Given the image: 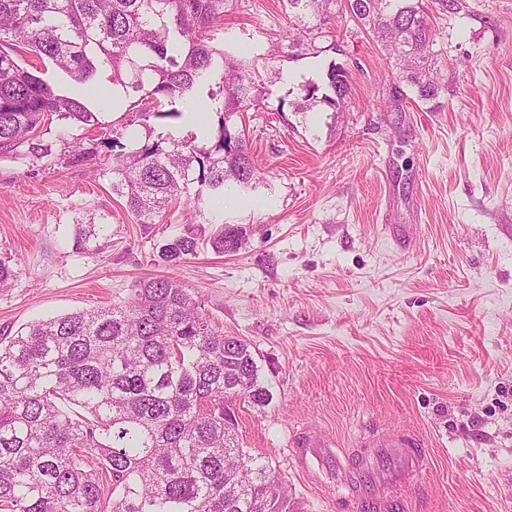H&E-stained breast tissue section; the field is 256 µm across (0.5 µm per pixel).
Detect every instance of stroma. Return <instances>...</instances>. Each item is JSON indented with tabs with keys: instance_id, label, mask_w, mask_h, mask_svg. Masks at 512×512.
Returning <instances> with one entry per match:
<instances>
[{
	"instance_id": "35a3bbf8",
	"label": "stroma",
	"mask_w": 512,
	"mask_h": 512,
	"mask_svg": "<svg viewBox=\"0 0 512 512\" xmlns=\"http://www.w3.org/2000/svg\"><path fill=\"white\" fill-rule=\"evenodd\" d=\"M429 23L445 84L423 103L396 93L386 52L348 18L295 57L283 0H239L218 36L263 76L243 114L259 182L154 224L113 195L108 155L67 162L71 143L115 127L146 137L121 124L131 98L99 78L84 94L97 128L54 121L49 156H0V262L14 271L0 329L125 303L145 275L174 279L251 344L273 400L237 402L239 430L294 512H345L329 473L312 481L293 463L302 426L357 458L362 432H415L426 468L408 512H512V0H458ZM334 62L349 73L342 112L307 96L328 93ZM87 212L109 226L93 252L73 246ZM214 215L247 228L242 250L158 264V245Z\"/></svg>"
}]
</instances>
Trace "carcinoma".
Instances as JSON below:
<instances>
[{
  "label": "carcinoma",
  "mask_w": 512,
  "mask_h": 512,
  "mask_svg": "<svg viewBox=\"0 0 512 512\" xmlns=\"http://www.w3.org/2000/svg\"><path fill=\"white\" fill-rule=\"evenodd\" d=\"M236 2L0 0V155L24 146L28 157L47 156L49 116L99 125L83 99L22 66L27 53L79 84L106 74L125 92H144L133 108L148 129L152 118L181 117L175 105L195 102L204 88L212 101L222 96L208 146L159 135L130 150L109 137L72 147L73 164L110 149L112 193L140 223L230 183L256 187L259 165L233 121L254 105L255 72L214 45ZM287 5L297 19L292 47L345 13L388 51L392 78L420 101L438 96L423 0ZM326 76L334 96L324 101L340 111L349 103L347 71L333 63ZM107 230L77 225L75 249H97ZM246 234L218 221L206 238L189 226L160 245L158 261L177 263L204 245L234 253ZM272 398L250 343L224 334L165 277L140 278L124 305L31 323L0 340V512H293L280 478L240 442L235 402L265 407Z\"/></svg>",
  "instance_id": "cac0c4a2"
}]
</instances>
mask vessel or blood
I'll return each instance as SVG.
<instances>
[{
  "mask_svg": "<svg viewBox=\"0 0 512 512\" xmlns=\"http://www.w3.org/2000/svg\"><path fill=\"white\" fill-rule=\"evenodd\" d=\"M361 447L372 449L373 454L359 465L338 464L333 435H314L308 428L296 430L290 455L297 467L304 472L314 466H339L345 501L359 500L371 512H381L385 506V488L404 483L422 466L423 459L412 434H402L382 440L376 437L360 438Z\"/></svg>",
  "mask_w": 512,
  "mask_h": 512,
  "instance_id": "b4317fda",
  "label": "vessel or blood"
}]
</instances>
